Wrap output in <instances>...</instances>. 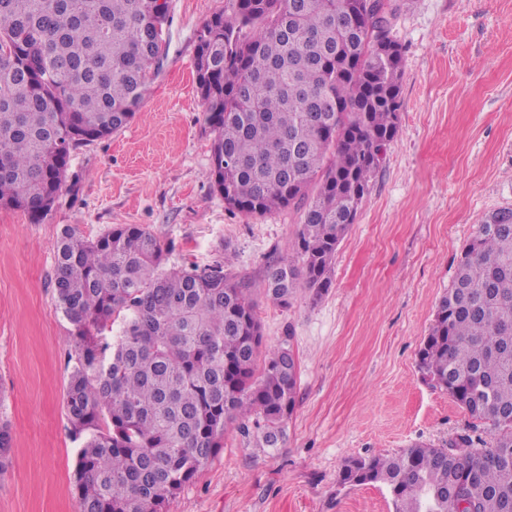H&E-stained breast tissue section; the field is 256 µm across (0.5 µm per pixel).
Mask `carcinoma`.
<instances>
[{
    "label": "carcinoma",
    "mask_w": 512,
    "mask_h": 512,
    "mask_svg": "<svg viewBox=\"0 0 512 512\" xmlns=\"http://www.w3.org/2000/svg\"><path fill=\"white\" fill-rule=\"evenodd\" d=\"M198 34L197 89L212 136L213 188L255 217L302 211L293 250L262 290L286 307L331 287L400 122L397 0H227ZM157 0H0V207L39 220L77 148L126 127L163 68ZM164 249L134 224L56 243L57 305L73 361L65 409L78 450L79 512H168L240 422L274 455L296 404L286 347L264 350L253 283L215 263L158 273ZM119 336L107 341L115 322ZM424 379L474 421L394 456L352 459L351 486L382 483L395 512H512V208L487 214L418 351ZM109 424L101 427V413ZM0 422V471L11 450Z\"/></svg>",
    "instance_id": "1"
}]
</instances>
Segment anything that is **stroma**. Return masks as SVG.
Listing matches in <instances>:
<instances>
[{"label":"stroma","instance_id":"obj_1","mask_svg":"<svg viewBox=\"0 0 512 512\" xmlns=\"http://www.w3.org/2000/svg\"><path fill=\"white\" fill-rule=\"evenodd\" d=\"M226 0H169L166 58L134 120L75 150L52 213L0 209V420L12 434L0 512H78L80 441L65 411L70 325L57 308L55 247L119 224L151 231L167 274L230 258L261 284L295 259L300 213L229 210L210 182V134L194 81L197 36ZM400 125L336 251L319 301L256 295L267 349L298 363L296 406L275 456L236 425L169 512H394L381 483L342 487L345 461L443 446L486 427L418 370L417 354L457 261L485 215L512 208V0H407Z\"/></svg>","mask_w":512,"mask_h":512}]
</instances>
